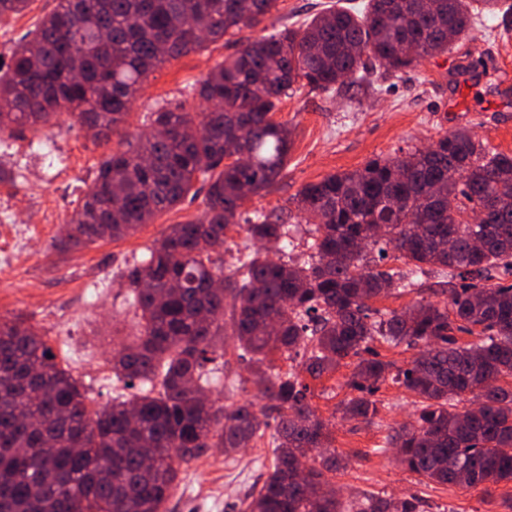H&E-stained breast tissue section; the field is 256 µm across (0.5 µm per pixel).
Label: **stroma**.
<instances>
[{
  "label": "stroma",
  "instance_id": "stroma-1",
  "mask_svg": "<svg viewBox=\"0 0 512 512\" xmlns=\"http://www.w3.org/2000/svg\"><path fill=\"white\" fill-rule=\"evenodd\" d=\"M328 0H278L266 21L268 28H297L320 12ZM55 6V0H34L24 14L0 22V61L9 62L13 44ZM245 29L236 36L160 64L140 97L109 141H94L86 128L67 115L50 124L16 127L0 135V159L11 172L0 182V250L13 244V224L27 225L24 259L0 264V318L21 319L36 327L66 370L97 410L116 395L132 397L112 375L113 350L139 333V317L130 291L117 273L160 239L167 227L202 216L206 187L178 207L160 213L136 233L120 240L62 251L54 239L62 224L82 204L100 161L122 149L126 139L144 130V116L160 107L185 104L197 110L191 88L241 41L255 37ZM470 65L460 76L457 64ZM276 121L288 125L293 147L283 177L268 192L249 197L242 213L283 212L298 228L296 239L309 229L302 223L296 194L307 183L363 168L373 157H401L429 146L444 132L464 128L489 149L512 153V30L488 19L472 29L451 53L419 60L414 72L375 81L373 88L354 87L334 94L300 89L283 99ZM358 363L345 359L335 371L307 378L308 400L328 422L331 451L342 461L329 480L343 499L362 495L423 500L425 512H512V483L488 488L441 486L419 481L395 459L386 445L390 430L412 421L417 399L403 385L380 383L374 398L379 409L373 422L344 419L339 407L353 397L348 381ZM248 362L234 341L224 345V367L208 389L210 398L229 404L251 398ZM273 464L268 437L228 455L216 448L181 470L167 502V512H239V504L260 475Z\"/></svg>",
  "mask_w": 512,
  "mask_h": 512
}]
</instances>
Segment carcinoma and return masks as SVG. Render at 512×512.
<instances>
[{
  "label": "carcinoma",
  "mask_w": 512,
  "mask_h": 512,
  "mask_svg": "<svg viewBox=\"0 0 512 512\" xmlns=\"http://www.w3.org/2000/svg\"><path fill=\"white\" fill-rule=\"evenodd\" d=\"M32 2L0 0V21ZM421 2L365 0L249 39L194 88L211 109L152 112L148 131L102 160L62 227V250L134 234L183 202L198 180L208 184L206 209L170 225L119 275L142 330L112 353V375L139 387L133 399L119 394L88 410L43 335L0 319V512H163L182 466L212 448L229 455L270 426L273 470L243 512H423L416 498L347 503L324 481L339 460L321 452L332 432L308 404L300 372L318 378L348 357L359 358L349 382L358 395L342 405L343 417L373 420L372 396L389 375L419 398L415 420L387 436L408 471L439 485L512 482V387L499 385L512 379V154L467 130L446 132L430 148L304 185L298 208L313 225L306 259L276 262L260 249L226 269L220 256L226 231L242 222L264 246H293L283 213L244 218L241 207L244 191L260 194L286 168L291 134L273 114L294 85L359 88L370 68L401 78L421 57L452 51L448 32L466 37L473 19L512 14V0ZM276 6L56 0L0 69V134L67 112L107 140L161 63L255 28ZM231 149L247 162L226 161ZM361 242L381 260L396 253L405 269L369 267ZM437 271L448 279L439 302L400 313L369 307ZM216 279L223 288H212ZM226 332L268 400L260 410L201 398ZM458 332L476 340L459 345ZM378 339L426 351L393 375L371 348ZM299 348V371L275 372L266 362L272 351ZM462 401L471 408L457 411Z\"/></svg>",
  "instance_id": "1"
}]
</instances>
